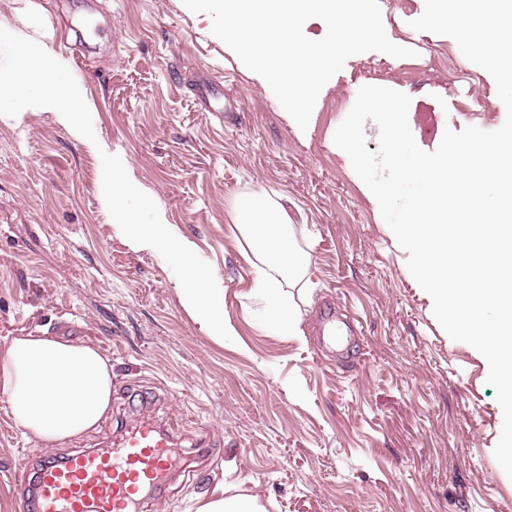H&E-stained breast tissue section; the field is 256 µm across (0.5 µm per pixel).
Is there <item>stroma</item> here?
<instances>
[{"label":"stroma","mask_w":512,"mask_h":512,"mask_svg":"<svg viewBox=\"0 0 512 512\" xmlns=\"http://www.w3.org/2000/svg\"><path fill=\"white\" fill-rule=\"evenodd\" d=\"M389 39L411 58L350 57L296 133L270 87L251 81L182 0H0V26L49 47L72 73L97 145L37 108L0 121V349L35 330L97 345L112 364L99 425L51 449L0 400V512H19L21 449L55 459L106 447L135 416L182 423V463L142 512H196L226 487L267 512H512L494 457L502 409L476 350L452 340L362 191L334 133L358 90L408 95L418 146L445 128H499L506 109L485 70L448 36L418 32L425 0H379ZM224 82L205 112L171 71ZM122 151L224 290L233 340L208 335L180 303L160 254L113 227L100 149ZM285 193L310 255L289 286L302 333L265 325V303L231 215L238 196ZM351 326L355 360L320 334L319 311Z\"/></svg>","instance_id":"35a3bbf8"}]
</instances>
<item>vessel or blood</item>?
I'll return each mask as SVG.
<instances>
[{
  "label": "vessel or blood",
  "instance_id": "b4317fda",
  "mask_svg": "<svg viewBox=\"0 0 512 512\" xmlns=\"http://www.w3.org/2000/svg\"><path fill=\"white\" fill-rule=\"evenodd\" d=\"M178 432L137 419L109 447L45 460L34 475L20 469L15 482L29 490L24 512H141L171 477Z\"/></svg>",
  "mask_w": 512,
  "mask_h": 512
}]
</instances>
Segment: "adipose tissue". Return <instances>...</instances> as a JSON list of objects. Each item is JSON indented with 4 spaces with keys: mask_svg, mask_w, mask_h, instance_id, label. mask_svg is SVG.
I'll list each match as a JSON object with an SVG mask.
<instances>
[{
    "mask_svg": "<svg viewBox=\"0 0 512 512\" xmlns=\"http://www.w3.org/2000/svg\"><path fill=\"white\" fill-rule=\"evenodd\" d=\"M284 194L239 196L232 222L249 241L258 273L256 292L267 303V321L283 336L299 335V318L287 282L303 276L308 255L287 229L295 219ZM0 396L14 423L39 443L53 446L96 427L112 402V366L90 343L44 332L14 337L0 350Z\"/></svg>",
    "mask_w": 512,
    "mask_h": 512,
    "instance_id": "ef3b65f1",
    "label": "adipose tissue"
}]
</instances>
